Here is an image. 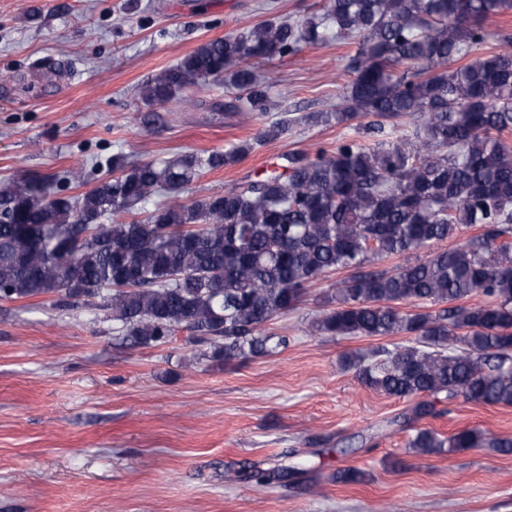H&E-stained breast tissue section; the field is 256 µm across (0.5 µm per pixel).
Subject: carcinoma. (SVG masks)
<instances>
[{"instance_id": "carcinoma-1", "label": "carcinoma", "mask_w": 512, "mask_h": 512, "mask_svg": "<svg viewBox=\"0 0 512 512\" xmlns=\"http://www.w3.org/2000/svg\"><path fill=\"white\" fill-rule=\"evenodd\" d=\"M512 0H326L299 23L266 19L203 42L140 88L150 104L204 101L186 91L224 79L230 115L273 107L253 60L299 53L333 37L356 44L341 103L272 122L262 137L164 162L112 155V177L78 196L37 175L0 182V299L99 297L133 343L185 331L232 363L272 356L288 338L266 331L327 271L348 276L309 322L315 336H410L391 349L355 352L345 366L389 396L414 398L412 420L459 397L512 406V38L471 58L487 22ZM419 115L409 136L387 125ZM357 126L313 156L290 152L274 170L187 203L145 204L191 185L205 170L237 165L296 123ZM470 226L480 233L420 259L416 253ZM402 257L391 270L386 258ZM480 293L484 301L467 303ZM412 309L407 311L405 306ZM417 455L472 448L512 452V438L478 429L443 437L418 429ZM288 476L256 467L259 486Z\"/></svg>"}]
</instances>
